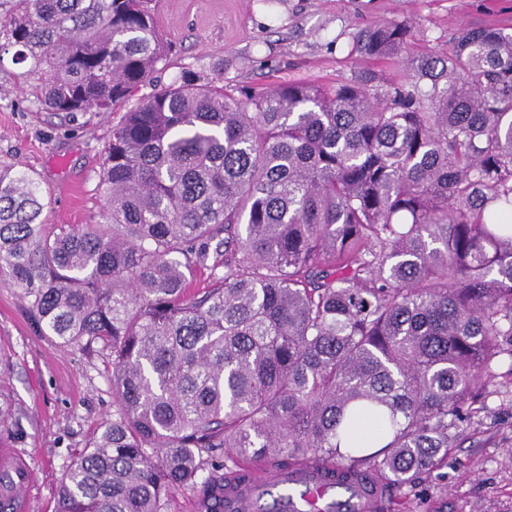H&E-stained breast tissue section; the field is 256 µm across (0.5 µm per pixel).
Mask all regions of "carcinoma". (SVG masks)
Wrapping results in <instances>:
<instances>
[{
    "instance_id": "obj_1",
    "label": "carcinoma",
    "mask_w": 512,
    "mask_h": 512,
    "mask_svg": "<svg viewBox=\"0 0 512 512\" xmlns=\"http://www.w3.org/2000/svg\"><path fill=\"white\" fill-rule=\"evenodd\" d=\"M157 7L0 0V55L46 110L108 112L169 64ZM415 40L377 21L353 45L402 84L182 74L112 125L91 224L49 229L38 180L0 162V278L42 335L112 353L119 408L55 512L186 489L219 512L254 464L406 485L485 410L512 358V33Z\"/></svg>"
}]
</instances>
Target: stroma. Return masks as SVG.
I'll return each mask as SVG.
<instances>
[{
    "mask_svg": "<svg viewBox=\"0 0 512 512\" xmlns=\"http://www.w3.org/2000/svg\"><path fill=\"white\" fill-rule=\"evenodd\" d=\"M162 20L175 51L141 87L144 96L185 71L249 88L347 83L363 66L350 49L368 25L404 21L422 44L446 50L464 26L512 32V0H185L166 7ZM24 80L23 66L0 63V162L35 175L47 223H89L101 206L98 175L119 114L64 120L16 94ZM511 367L501 362L486 388V412L461 426L443 463L391 488V512H512ZM0 396L18 421L0 443L23 454L35 474L29 512H55L65 469L117 407L112 358L36 332L21 288L0 280Z\"/></svg>",
    "mask_w": 512,
    "mask_h": 512,
    "instance_id": "stroma-1",
    "label": "stroma"
}]
</instances>
